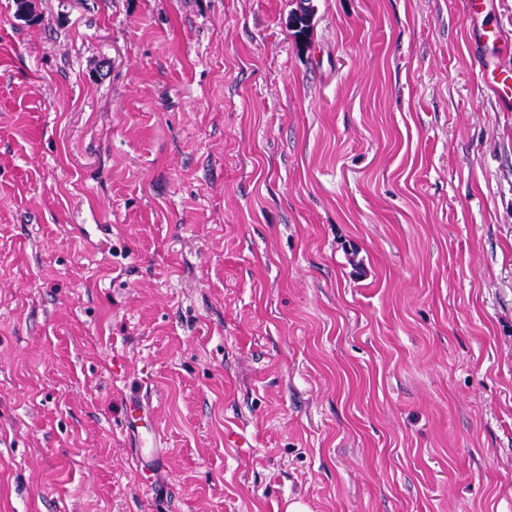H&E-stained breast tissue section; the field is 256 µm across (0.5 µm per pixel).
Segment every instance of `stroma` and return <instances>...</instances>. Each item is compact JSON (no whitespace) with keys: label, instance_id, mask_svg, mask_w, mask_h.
I'll return each mask as SVG.
<instances>
[{"label":"stroma","instance_id":"obj_1","mask_svg":"<svg viewBox=\"0 0 512 512\" xmlns=\"http://www.w3.org/2000/svg\"><path fill=\"white\" fill-rule=\"evenodd\" d=\"M298 2L0 0V512H512V0ZM307 1V2H306ZM312 8L309 0H300L298 10L292 12L288 20V28L297 41H305L310 30Z\"/></svg>","mask_w":512,"mask_h":512}]
</instances>
